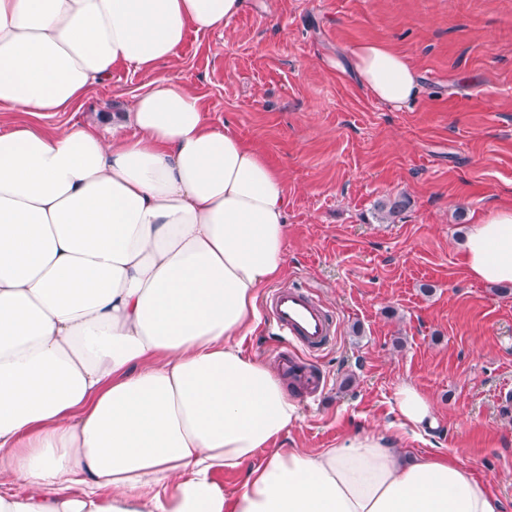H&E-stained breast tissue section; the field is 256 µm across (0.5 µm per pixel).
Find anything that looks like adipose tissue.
I'll use <instances>...</instances> for the list:
<instances>
[{"instance_id": "adipose-tissue-1", "label": "adipose tissue", "mask_w": 512, "mask_h": 512, "mask_svg": "<svg viewBox=\"0 0 512 512\" xmlns=\"http://www.w3.org/2000/svg\"><path fill=\"white\" fill-rule=\"evenodd\" d=\"M243 4L0 0V109L23 116L0 132V512H503L460 462L405 458V433L435 424L408 382L400 429L277 447L299 403L243 342L287 266L285 177L156 74ZM347 61L379 101L415 99L389 46ZM119 65L155 79L111 135L39 125ZM463 252L475 279L512 283V209L471 225ZM242 469L226 497L215 472Z\"/></svg>"}]
</instances>
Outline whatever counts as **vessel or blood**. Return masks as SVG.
<instances>
[{"label":"vessel or blood","mask_w":512,"mask_h":512,"mask_svg":"<svg viewBox=\"0 0 512 512\" xmlns=\"http://www.w3.org/2000/svg\"><path fill=\"white\" fill-rule=\"evenodd\" d=\"M268 320L282 341L275 356L289 379L306 393L323 391L325 382L309 362L336 339L337 323L317 294L302 286L274 289L265 301Z\"/></svg>","instance_id":"1"}]
</instances>
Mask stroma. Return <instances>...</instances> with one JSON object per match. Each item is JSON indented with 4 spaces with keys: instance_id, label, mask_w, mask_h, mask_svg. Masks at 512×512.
<instances>
[{
    "instance_id": "obj_1",
    "label": "stroma",
    "mask_w": 512,
    "mask_h": 512,
    "mask_svg": "<svg viewBox=\"0 0 512 512\" xmlns=\"http://www.w3.org/2000/svg\"><path fill=\"white\" fill-rule=\"evenodd\" d=\"M389 45L420 75L409 108L360 86L338 59ZM162 74L199 96L207 121L283 170L288 266L338 335L315 362L327 386L278 445L316 453L397 423L413 383L437 425L415 456L454 455L512 512V283L467 272L471 224L512 207V0H245L224 32H188ZM153 74L120 65L46 121L112 131ZM405 198L394 222L379 206Z\"/></svg>"
}]
</instances>
